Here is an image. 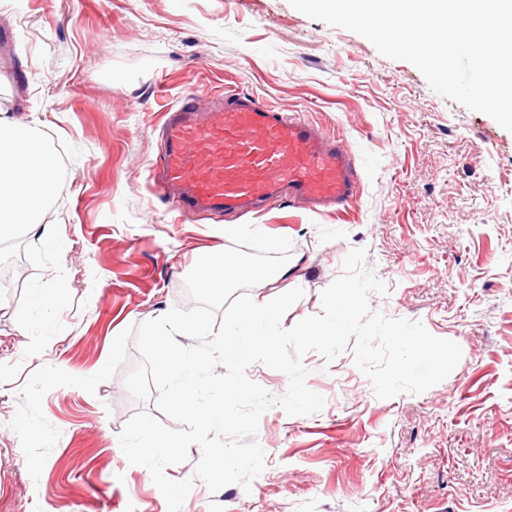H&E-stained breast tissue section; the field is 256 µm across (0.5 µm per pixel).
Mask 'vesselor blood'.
Wrapping results in <instances>:
<instances>
[{
  "label": "vessel or blood",
  "instance_id": "obj_1",
  "mask_svg": "<svg viewBox=\"0 0 512 512\" xmlns=\"http://www.w3.org/2000/svg\"><path fill=\"white\" fill-rule=\"evenodd\" d=\"M155 172L181 213L260 214L273 202L346 212L361 181L343 134L249 94L188 93L163 115Z\"/></svg>",
  "mask_w": 512,
  "mask_h": 512
}]
</instances>
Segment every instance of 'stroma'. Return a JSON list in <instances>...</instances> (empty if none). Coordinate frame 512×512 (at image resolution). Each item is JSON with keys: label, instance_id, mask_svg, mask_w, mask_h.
Returning a JSON list of instances; mask_svg holds the SVG:
<instances>
[{"label": "stroma", "instance_id": "stroma-1", "mask_svg": "<svg viewBox=\"0 0 512 512\" xmlns=\"http://www.w3.org/2000/svg\"><path fill=\"white\" fill-rule=\"evenodd\" d=\"M253 94L341 132L361 175L346 218L286 203L244 219L180 216L150 178L161 113L182 95ZM0 111L38 120L67 165L56 206L73 298L40 355L16 322L23 262L0 278V363L90 376L114 336L186 305L196 260L251 222L292 242L290 272L254 301L302 289L283 325L321 314L349 249L386 287L370 305L457 342L462 358L418 394L377 398L352 352L303 362L323 410L272 407L256 439L266 468L250 489L210 493L191 446L168 478L192 480L182 512H512V132L446 99L412 64L311 20L288 0H0ZM20 381L0 384V512H168L149 471L119 447L138 411L122 375L96 394L58 387L43 412L60 438L32 479L10 428Z\"/></svg>", "mask_w": 512, "mask_h": 512}]
</instances>
